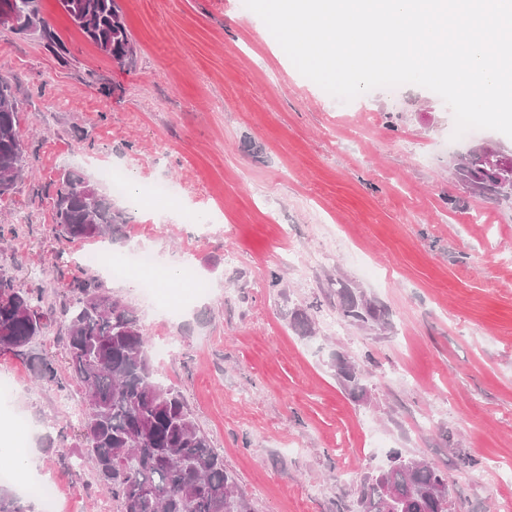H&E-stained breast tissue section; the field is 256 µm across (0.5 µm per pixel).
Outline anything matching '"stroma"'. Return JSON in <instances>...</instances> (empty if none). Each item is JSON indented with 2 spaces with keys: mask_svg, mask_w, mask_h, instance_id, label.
<instances>
[{
  "mask_svg": "<svg viewBox=\"0 0 512 512\" xmlns=\"http://www.w3.org/2000/svg\"><path fill=\"white\" fill-rule=\"evenodd\" d=\"M135 42L132 70L113 66L60 11L41 15L70 50L59 61L32 35L0 26V72L22 89L27 175L0 202V271L57 305L64 281L95 280L134 308L149 341L172 339L156 361L178 387L254 512H356L358 485L400 449L444 471L450 512H503L512 501V199L472 195L455 165L512 138L473 130L453 139L451 109L416 85L365 93L344 105L303 77L239 0H118ZM137 184L170 182L183 209L207 197L221 229L170 217L146 202L117 205L128 219L113 255L156 225L166 266L192 250L211 285L166 321L129 281L69 260L49 229L63 170L110 186L99 164ZM287 238H280V225ZM281 283L272 286V275ZM345 282L387 311L386 329L324 323ZM303 311L316 333L290 326ZM367 379L352 399L329 366L334 353ZM24 418L16 447L53 476L55 512H118L89 466L74 420L56 402L81 398L38 383L27 361L0 353Z\"/></svg>",
  "mask_w": 512,
  "mask_h": 512,
  "instance_id": "1",
  "label": "stroma"
}]
</instances>
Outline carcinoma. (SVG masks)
Here are the masks:
<instances>
[{"instance_id":"cac0c4a2","label":"carcinoma","mask_w":512,"mask_h":512,"mask_svg":"<svg viewBox=\"0 0 512 512\" xmlns=\"http://www.w3.org/2000/svg\"><path fill=\"white\" fill-rule=\"evenodd\" d=\"M71 20L92 16L93 28L80 31L105 56L130 64L134 41L117 0H57ZM25 23L39 20L44 46L59 59L67 56L60 35L42 16L39 0H0V16ZM19 87L0 77V200L11 195L26 167L27 145L20 127ZM461 181L482 195L509 197L504 174L481 153H472L456 169ZM126 219L89 180L73 170L61 173L54 188V237L74 241L117 239ZM340 315L362 327L385 322L386 311L342 281H336ZM71 299L61 311L66 328V373L82 389L76 439L92 464L97 481L118 502L120 512H252V504L224 455L198 425L182 391L163 383L154 366L137 312L113 299L92 279L68 284ZM50 317L43 295L17 285L0 272V352L28 361L42 381L65 389L58 367L30 350ZM292 328L314 333L306 313H294ZM336 378L348 395L367 393L358 365L341 356L332 360ZM385 478L365 476L358 488V512H449L448 475L394 450ZM391 484L397 500L385 492ZM0 512H30L23 500L0 485Z\"/></svg>"}]
</instances>
